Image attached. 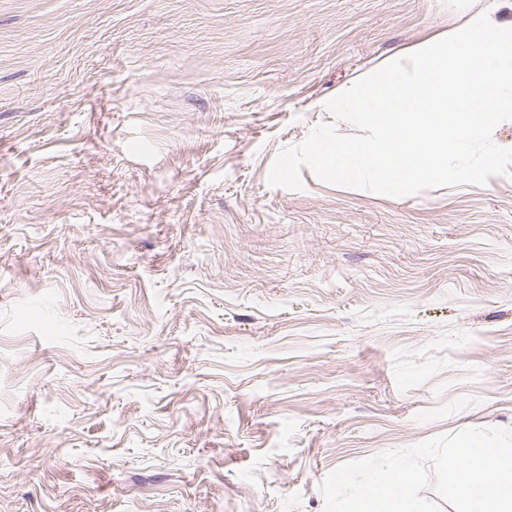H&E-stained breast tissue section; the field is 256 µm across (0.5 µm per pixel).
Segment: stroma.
Returning <instances> with one entry per match:
<instances>
[{
  "label": "stroma",
  "instance_id": "35a3bbf8",
  "mask_svg": "<svg viewBox=\"0 0 512 512\" xmlns=\"http://www.w3.org/2000/svg\"><path fill=\"white\" fill-rule=\"evenodd\" d=\"M512 0H0V512H324L512 427V179L267 176L383 61Z\"/></svg>",
  "mask_w": 512,
  "mask_h": 512
}]
</instances>
